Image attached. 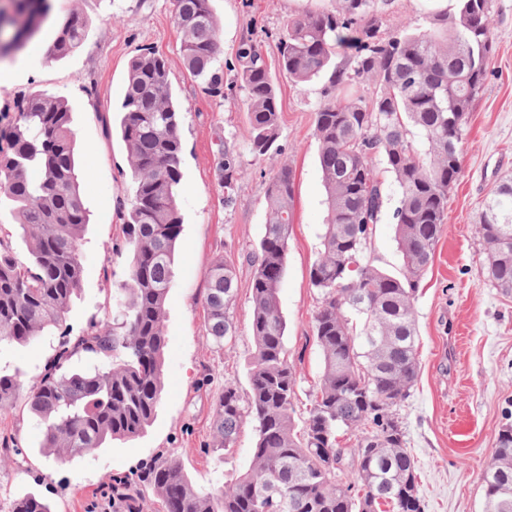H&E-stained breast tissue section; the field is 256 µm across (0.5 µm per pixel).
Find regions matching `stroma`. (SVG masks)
<instances>
[{
	"label": "stroma",
	"instance_id": "35a3bbf8",
	"mask_svg": "<svg viewBox=\"0 0 512 512\" xmlns=\"http://www.w3.org/2000/svg\"><path fill=\"white\" fill-rule=\"evenodd\" d=\"M210 6L220 31V66L234 63L237 48L251 32L274 65L281 131L275 150L264 159H254L248 150L244 93L207 95L187 71L181 35L172 22V0H52L38 35L21 54L0 61L12 75L0 85V115L13 112L17 97L40 91L61 97L72 112L89 224L82 288L65 316L71 335H80L91 319L111 314L112 282L125 265L111 248L123 237L118 210L132 192L131 166L112 127L120 119L129 62L141 48L152 47L167 59L174 95L182 105L183 141L177 188L183 230L165 307V390L157 416L137 439L61 462L46 457L41 428L26 400L16 399L0 413V441L14 448L0 460V512H11L13 502L28 492L49 499L54 512H109L101 496L108 479L134 473L161 455L180 460L207 490L252 467V423H244L225 461H218L209 444L225 382H234L240 395L249 392L254 343L248 256L264 235L265 184L285 163L294 171L295 193L279 302L288 359L299 371L294 419L300 425L307 417L309 393L322 373L321 352L312 336L319 295L309 284V269L325 218L314 114L326 100V82L291 80L276 63L278 39L289 19L308 10L334 9L336 0H210ZM493 11L494 53L469 110L462 170L448 194L447 229L414 300L419 377L398 409L416 461L424 512H483L480 476L512 412V293L503 294L485 280L477 224L482 201L502 176L512 175V0H493ZM385 12L386 29L393 34L424 28L429 9L423 0H389ZM73 16L86 25L84 44L64 58H48L59 27ZM224 144L243 161L229 206L218 180ZM218 260L233 263L238 284L232 308L236 332L223 345L208 336L203 307L207 272ZM59 341L55 328L26 346L1 341L0 373L30 380L43 371Z\"/></svg>",
	"mask_w": 512,
	"mask_h": 512
}]
</instances>
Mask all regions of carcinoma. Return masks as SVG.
<instances>
[{"mask_svg": "<svg viewBox=\"0 0 512 512\" xmlns=\"http://www.w3.org/2000/svg\"><path fill=\"white\" fill-rule=\"evenodd\" d=\"M386 0H339L336 10L308 11L288 22L279 38V64L288 78H327L328 97L314 116L326 219L321 249L309 270L320 295L312 332L322 374L301 429L294 421L298 375L284 344L279 306L288 239L293 225L292 169L281 165L265 185L266 224L250 256L255 345L249 394L232 383L215 408L214 450L232 452L239 430L255 422L250 471L204 491L175 458L160 457L141 485L116 488L135 506L151 491L164 512H423L414 457L397 407L420 370L413 301L447 228L448 192L461 171L467 112L481 90L493 53L491 0H455L429 16L424 31L383 36ZM182 33L184 63L204 91L224 84L245 92L250 153L266 156L280 135L277 87L260 42L249 36L236 53L230 81L216 67L219 27L209 0H172ZM50 0H11L0 10V57L16 56L49 17ZM85 25L77 18L58 30L47 49L53 59L79 49ZM345 53L350 64H336ZM372 87L370 100L356 87ZM182 107L170 70L143 49L130 62L120 106L119 134L130 157L133 194L121 204L126 256L113 284L112 317L89 322L82 335L63 341L43 372L24 385L0 374V412L22 391L42 427L43 447L77 458L114 440H133L151 425L162 399L164 312L182 231L177 201L181 181ZM418 130L426 149L410 138ZM0 204L32 239L25 258L0 240V340L28 344L48 328L63 330L65 314L81 291L82 242L88 225L76 167L77 140L69 108L42 93L15 102L11 124L0 129ZM389 173L397 195L380 171ZM224 203L235 200L240 154L221 153ZM394 224L402 256L397 274L367 255L377 225ZM478 234L484 244V278L512 293V177L483 205ZM232 264L220 260L207 273V333L218 344L235 334ZM80 352L96 357L87 370L68 368ZM356 438L357 467L336 475L343 460L337 432ZM483 512H512V423H504L483 470ZM11 512H52L36 494Z\"/></svg>", "mask_w": 512, "mask_h": 512, "instance_id": "obj_1", "label": "carcinoma"}]
</instances>
